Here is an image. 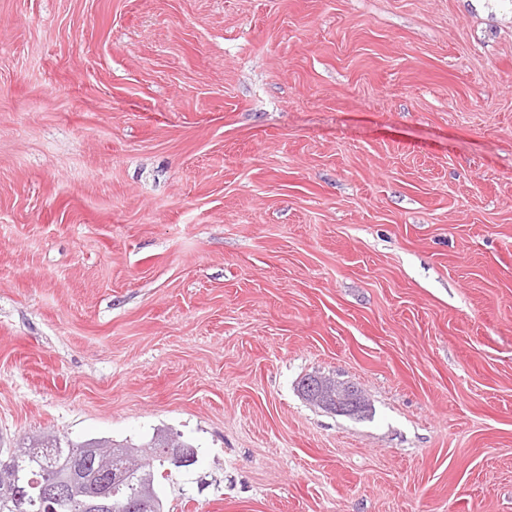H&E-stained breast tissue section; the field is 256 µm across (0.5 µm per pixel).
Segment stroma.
Instances as JSON below:
<instances>
[{"label":"stroma","mask_w":512,"mask_h":512,"mask_svg":"<svg viewBox=\"0 0 512 512\" xmlns=\"http://www.w3.org/2000/svg\"><path fill=\"white\" fill-rule=\"evenodd\" d=\"M160 430L167 512H512V0H0V448ZM329 382L333 383L336 386V395H325L320 389V379L319 378H309L304 381L302 390L306 397L310 398L316 403L321 404L322 406L334 410L335 412H339L346 415H355L360 413L361 405L363 404V400L357 391L353 388H348L346 391L344 390L345 385H340L336 383L334 380L326 379ZM314 403V404H316ZM318 405V404H316ZM319 406V405H318Z\"/></svg>","instance_id":"35a3bbf8"}]
</instances>
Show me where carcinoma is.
Returning a JSON list of instances; mask_svg holds the SVG:
<instances>
[{"label": "carcinoma", "mask_w": 512, "mask_h": 512, "mask_svg": "<svg viewBox=\"0 0 512 512\" xmlns=\"http://www.w3.org/2000/svg\"><path fill=\"white\" fill-rule=\"evenodd\" d=\"M91 446L115 448L118 453L107 460L96 459L89 462L90 473L100 470L110 472L129 467L133 460L138 462L137 478L112 487V512H123L122 505L133 495L147 496L153 505L152 512H164V504L154 488L159 468L169 462L168 449L187 448L189 444L162 433L152 436L140 446L95 438L80 443L69 441L63 452L60 451V442L55 439L18 448H0V512H16V496L20 492L29 500L39 501L42 487L48 481L51 470L66 475L71 463L83 457L85 449Z\"/></svg>", "instance_id": "obj_1"}]
</instances>
